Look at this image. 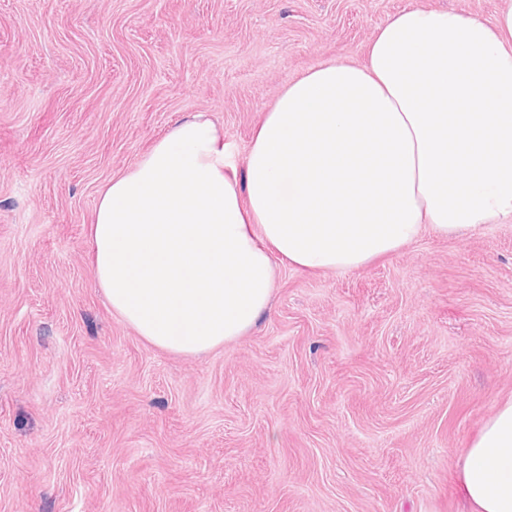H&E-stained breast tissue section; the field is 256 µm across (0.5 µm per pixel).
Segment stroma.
<instances>
[{
  "mask_svg": "<svg viewBox=\"0 0 512 512\" xmlns=\"http://www.w3.org/2000/svg\"><path fill=\"white\" fill-rule=\"evenodd\" d=\"M497 0H0V512H462L512 398V223L357 271L275 264L268 313L199 356L98 288L99 192L207 113L243 162L309 69L406 8Z\"/></svg>",
  "mask_w": 512,
  "mask_h": 512,
  "instance_id": "1",
  "label": "stroma"
}]
</instances>
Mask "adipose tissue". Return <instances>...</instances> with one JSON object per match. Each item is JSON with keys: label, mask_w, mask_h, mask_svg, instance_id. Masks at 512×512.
Listing matches in <instances>:
<instances>
[{"label": "adipose tissue", "mask_w": 512, "mask_h": 512, "mask_svg": "<svg viewBox=\"0 0 512 512\" xmlns=\"http://www.w3.org/2000/svg\"><path fill=\"white\" fill-rule=\"evenodd\" d=\"M205 114L178 121L101 192L96 284L155 347L198 356L267 312L273 257L354 271L430 231L512 222V0L493 21L410 8L365 64L308 70L265 112L245 177ZM470 512H512V400L457 465Z\"/></svg>", "instance_id": "obj_1"}]
</instances>
